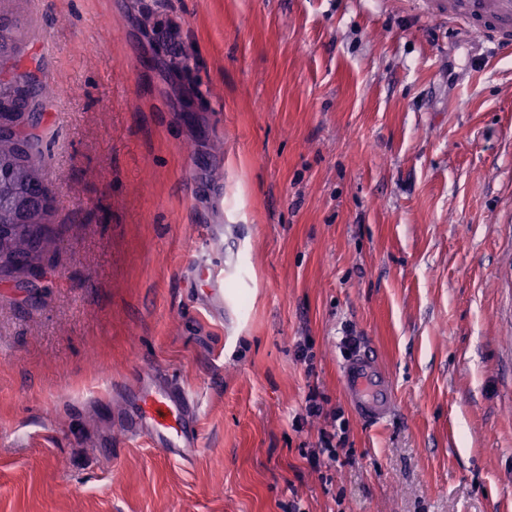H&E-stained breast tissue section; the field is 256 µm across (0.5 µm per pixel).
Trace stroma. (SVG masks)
<instances>
[{"label": "stroma", "mask_w": 512, "mask_h": 512, "mask_svg": "<svg viewBox=\"0 0 512 512\" xmlns=\"http://www.w3.org/2000/svg\"><path fill=\"white\" fill-rule=\"evenodd\" d=\"M0 12L55 207L43 276L0 275V512H512V55L408 0ZM153 373L196 406L175 455L134 432ZM18 32L12 22L0 14V55L8 58L16 53ZM341 379L358 417L367 423L387 420L394 407V393L377 357L364 352L341 367Z\"/></svg>", "instance_id": "1"}]
</instances>
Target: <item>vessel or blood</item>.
<instances>
[{"label":"vessel or blood","instance_id":"vessel-or-blood-1","mask_svg":"<svg viewBox=\"0 0 512 512\" xmlns=\"http://www.w3.org/2000/svg\"><path fill=\"white\" fill-rule=\"evenodd\" d=\"M424 14L447 18L449 25L480 34L499 49L512 51V0H412ZM341 379L358 417L367 423L387 420L394 407L388 376L372 353L356 355L341 367ZM141 427L166 451L191 447L195 440L192 403L178 384L156 389L141 385Z\"/></svg>","mask_w":512,"mask_h":512}]
</instances>
